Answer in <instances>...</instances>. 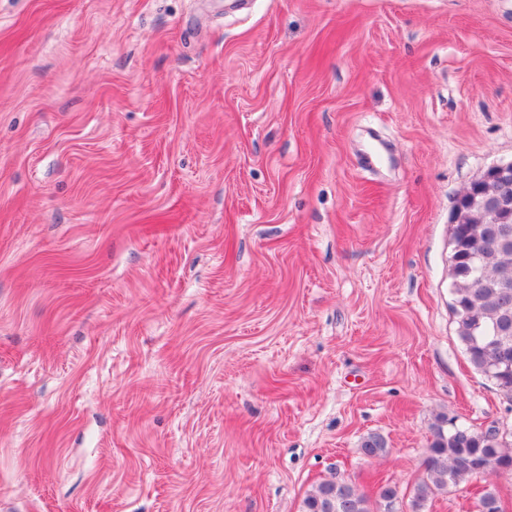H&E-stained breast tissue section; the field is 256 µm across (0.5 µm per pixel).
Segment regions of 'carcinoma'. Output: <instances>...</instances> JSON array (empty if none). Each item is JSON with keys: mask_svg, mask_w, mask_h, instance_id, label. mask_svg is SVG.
Wrapping results in <instances>:
<instances>
[{"mask_svg": "<svg viewBox=\"0 0 512 512\" xmlns=\"http://www.w3.org/2000/svg\"><path fill=\"white\" fill-rule=\"evenodd\" d=\"M499 197L512 199V179L484 185L459 207L460 222L451 228L450 308L468 363L512 402V223L496 224L487 216ZM361 451L370 458L388 454L378 434L367 435ZM511 475L512 438L443 420L433 428L424 470L409 495L382 477L370 494L333 477L310 489L302 512H424L429 501L462 484ZM476 505L481 512H504L496 489L487 485Z\"/></svg>", "mask_w": 512, "mask_h": 512, "instance_id": "cac0c4a2", "label": "carcinoma"}]
</instances>
